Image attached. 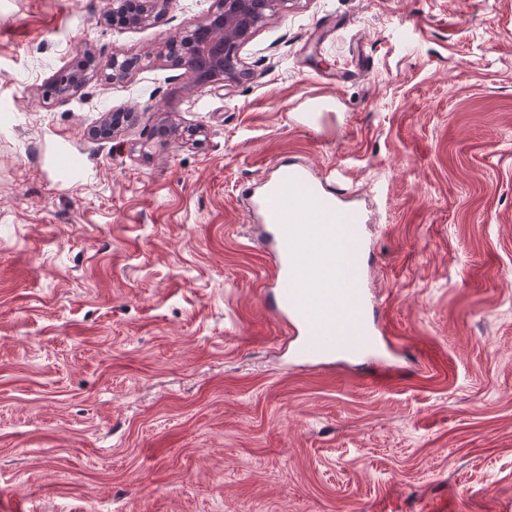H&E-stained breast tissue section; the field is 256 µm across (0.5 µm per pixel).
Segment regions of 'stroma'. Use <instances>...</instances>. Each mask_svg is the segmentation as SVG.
<instances>
[{
	"label": "stroma",
	"mask_w": 512,
	"mask_h": 512,
	"mask_svg": "<svg viewBox=\"0 0 512 512\" xmlns=\"http://www.w3.org/2000/svg\"><path fill=\"white\" fill-rule=\"evenodd\" d=\"M216 6L0 0V512H512V0H290L224 88L164 52ZM286 155L367 198L386 385L265 301ZM170 0H113L112 17L121 19L131 27L146 24L163 11Z\"/></svg>",
	"instance_id": "stroma-1"
}]
</instances>
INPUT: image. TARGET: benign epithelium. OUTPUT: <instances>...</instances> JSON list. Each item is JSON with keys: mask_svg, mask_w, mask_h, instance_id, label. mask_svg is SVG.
<instances>
[{"mask_svg": "<svg viewBox=\"0 0 512 512\" xmlns=\"http://www.w3.org/2000/svg\"><path fill=\"white\" fill-rule=\"evenodd\" d=\"M170 0H112V15L132 27L149 22L163 11ZM288 0H220L219 13L178 30L170 40L169 52L204 85L226 86L239 78L234 58L249 42L256 29L278 13ZM132 69V61L118 54L112 56V78L122 79ZM124 115L105 114L97 137L107 140L118 132ZM200 130L185 128L175 122L158 127L156 137L167 142Z\"/></svg>", "mask_w": 512, "mask_h": 512, "instance_id": "benign-epithelium-1", "label": "benign epithelium"}]
</instances>
